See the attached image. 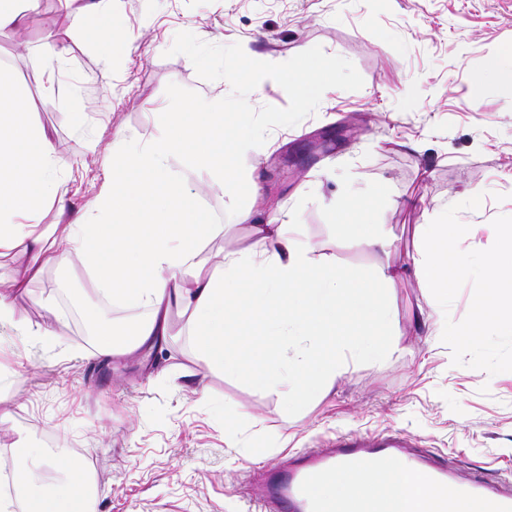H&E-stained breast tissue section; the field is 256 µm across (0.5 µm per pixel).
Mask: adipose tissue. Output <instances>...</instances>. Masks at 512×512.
<instances>
[{"instance_id": "ef3b65f1", "label": "adipose tissue", "mask_w": 512, "mask_h": 512, "mask_svg": "<svg viewBox=\"0 0 512 512\" xmlns=\"http://www.w3.org/2000/svg\"><path fill=\"white\" fill-rule=\"evenodd\" d=\"M271 78L304 104L337 73L315 59L299 74L270 62L253 72L252 83L259 87ZM121 143L101 199L109 223L88 224L77 216L59 231L42 226V208L58 193L52 176L58 157L53 142L30 122L11 71L0 67V256L23 249L31 279L50 265L81 264L97 298L145 310L128 330L89 319L100 354L167 345L176 307L187 316L182 335L192 338L207 366L245 375L261 390L294 402L327 392L346 372L352 350H399L398 339L384 341L379 334L393 323L385 297L403 279L404 267L389 265L364 280L320 259L316 244L297 236L292 222L271 216L257 223L247 210L239 215L250 226L247 243L225 252L218 271L206 269L195 244L222 236L224 227L207 220L168 162L179 158L227 196L254 189L239 161L258 142L227 128L222 106L200 101L190 113H165L154 134L125 136ZM15 455L27 512H90L75 459L26 443ZM58 475L68 476L65 489L54 484ZM316 493L333 512H419L432 490L425 477L395 467L381 479L355 481L338 472Z\"/></svg>"}]
</instances>
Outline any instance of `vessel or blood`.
Masks as SVG:
<instances>
[{"mask_svg": "<svg viewBox=\"0 0 512 512\" xmlns=\"http://www.w3.org/2000/svg\"><path fill=\"white\" fill-rule=\"evenodd\" d=\"M397 464L425 476L445 501H469L477 512H512V478L489 479L476 470L457 475L427 454L421 439L398 432L340 435L325 447L303 450L287 467L266 470L264 480L249 487L248 500L254 512H328L315 495L327 474L341 468L381 475Z\"/></svg>", "mask_w": 512, "mask_h": 512, "instance_id": "1", "label": "vessel or blood"}]
</instances>
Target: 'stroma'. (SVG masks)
Instances as JSON below:
<instances>
[{
    "mask_svg": "<svg viewBox=\"0 0 512 512\" xmlns=\"http://www.w3.org/2000/svg\"><path fill=\"white\" fill-rule=\"evenodd\" d=\"M88 26L108 29L119 52L106 58L86 35H66L60 0H41L35 21L0 33V60L60 159L62 199L45 204L43 223L107 222L95 201L117 131L149 135L154 113L223 104L226 124L260 131V149L240 165L261 189L199 191V208L224 227L202 245L208 265L246 236L241 210L283 211L351 273L407 267L387 303L411 353L352 361L329 394L292 406L210 369L184 336L160 354L103 357L92 375L89 314L120 325L138 312L93 303L81 265L50 267L16 291V314L44 324L49 300L65 328L45 343L0 325V472L16 467L19 443L61 446L95 473L98 512H250L243 488L256 464L397 429L461 470L512 474V372L453 365L439 305L410 270L421 225L471 191L483 201L458 215L469 227L461 250L491 247L492 220L512 216V87L484 77L512 48V0H112L110 16L90 15ZM50 32L66 35L62 58L41 53ZM269 58L295 72L317 58L338 79L301 105L282 82L252 89L242 61ZM239 101L252 114L242 124ZM346 197L366 201L360 220L383 226L385 248L359 244L333 216Z\"/></svg>",
    "mask_w": 512,
    "mask_h": 512,
    "instance_id": "35a3bbf8",
    "label": "stroma"
}]
</instances>
